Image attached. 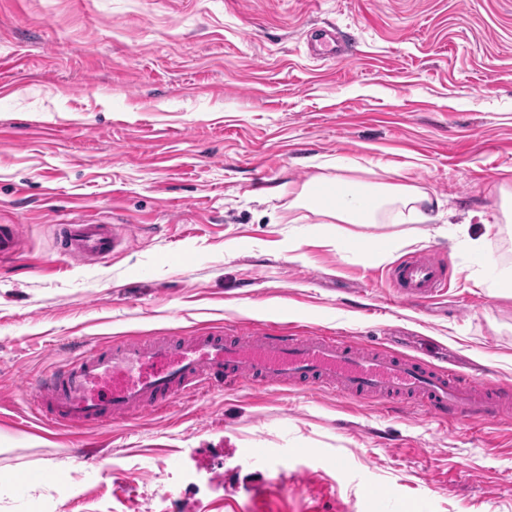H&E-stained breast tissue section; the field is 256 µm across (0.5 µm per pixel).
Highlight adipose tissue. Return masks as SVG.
I'll return each mask as SVG.
<instances>
[{
  "label": "adipose tissue",
  "mask_w": 512,
  "mask_h": 512,
  "mask_svg": "<svg viewBox=\"0 0 512 512\" xmlns=\"http://www.w3.org/2000/svg\"><path fill=\"white\" fill-rule=\"evenodd\" d=\"M349 169V175H320L302 185L293 193L291 208L310 210L326 224H431L435 235H444L440 223L446 212L440 198L406 181L372 183L357 178L356 163Z\"/></svg>",
  "instance_id": "adipose-tissue-1"
}]
</instances>
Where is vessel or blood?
Here are the masks:
<instances>
[{
	"label": "vessel or blood",
	"mask_w": 512,
	"mask_h": 512,
	"mask_svg": "<svg viewBox=\"0 0 512 512\" xmlns=\"http://www.w3.org/2000/svg\"><path fill=\"white\" fill-rule=\"evenodd\" d=\"M63 253L79 264L116 251L112 224L70 218L62 226ZM408 303L435 297L447 286L439 262L414 256L392 270ZM324 388L352 398H379L393 404L412 401L433 418L497 420L512 385L476 381L451 369L377 347H360L347 336L262 330L246 336L196 331L126 340L78 353L32 380L30 412L45 428L84 429L161 411L192 397L200 387L227 390L241 381Z\"/></svg>",
	"instance_id": "b4317fda"
}]
</instances>
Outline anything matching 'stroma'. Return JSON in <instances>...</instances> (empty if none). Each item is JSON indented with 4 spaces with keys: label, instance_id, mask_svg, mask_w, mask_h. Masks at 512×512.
Here are the masks:
<instances>
[{
    "label": "stroma",
    "instance_id": "stroma-1",
    "mask_svg": "<svg viewBox=\"0 0 512 512\" xmlns=\"http://www.w3.org/2000/svg\"><path fill=\"white\" fill-rule=\"evenodd\" d=\"M330 27L344 58L308 49ZM316 158L414 180L446 201L449 237L388 226L370 262L349 224L338 253L335 225L283 192ZM508 168L512 0H0V225L21 232L0 259V512H28L62 478L58 512H512V405L442 426L408 405L244 383L57 432L27 422L24 395L74 339L89 351L210 327L342 332L512 383V297L473 283L512 267L495 221ZM88 204L122 244L83 266L58 232ZM461 228L489 252L459 247ZM417 254L448 286L413 305L390 274Z\"/></svg>",
    "mask_w": 512,
    "mask_h": 512
}]
</instances>
